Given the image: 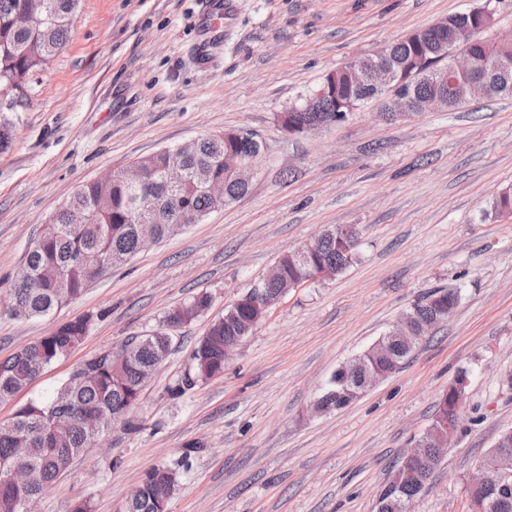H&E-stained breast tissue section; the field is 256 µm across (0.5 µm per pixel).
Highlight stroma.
<instances>
[{
	"mask_svg": "<svg viewBox=\"0 0 512 512\" xmlns=\"http://www.w3.org/2000/svg\"><path fill=\"white\" fill-rule=\"evenodd\" d=\"M219 32L203 0H81L64 49L7 113L0 151V296L48 217L80 185L201 136L264 142L248 193L151 244L45 318L0 306V358L92 315L83 342L46 366L0 420L50 397L84 359L161 329L200 293L212 306L173 332L138 402L40 495L37 512H125L144 473L178 465L168 512H376L404 453L459 369L461 431L412 512H471L466 483L512 429V98L388 121L380 102L292 137L280 115L330 71L483 0H229ZM357 225L355 262L284 295L224 365L184 386L210 323L282 254ZM456 310L402 369L345 410L314 403L343 363L421 298Z\"/></svg>",
	"mask_w": 512,
	"mask_h": 512,
	"instance_id": "stroma-1",
	"label": "stroma"
}]
</instances>
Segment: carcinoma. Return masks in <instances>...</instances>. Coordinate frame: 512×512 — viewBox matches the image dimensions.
Wrapping results in <instances>:
<instances>
[{
    "label": "carcinoma",
    "instance_id": "cac0c4a2",
    "mask_svg": "<svg viewBox=\"0 0 512 512\" xmlns=\"http://www.w3.org/2000/svg\"><path fill=\"white\" fill-rule=\"evenodd\" d=\"M80 0H0V90L10 87L21 100L27 96L31 78L43 70L65 46L71 21ZM458 23L481 27L486 19L467 11L448 16V28L433 26L418 29L386 46L391 53L397 77L406 80L411 92L422 98L440 96L448 110L473 99L471 79L460 77L445 86L433 82L418 70L419 58L429 56L439 67L447 66L449 29ZM489 82L497 79L494 39L479 32L470 47ZM326 91L322 105L327 116L352 112L385 96L361 88L343 69L326 74L319 85ZM312 121L309 112L294 108L281 114L286 125L303 126ZM256 133L239 131L229 138L207 136L180 146L190 175L178 186L164 178L167 150L161 149L139 159L144 182L128 184L117 173L105 182L83 184L49 217L39 239L29 249L22 272L10 290L17 315L43 317L80 296L94 281L112 268L126 263L139 252L137 214L154 221L159 239L184 227V221H199L226 203L236 201L248 189L233 182L224 172V153L233 151L249 159ZM208 182L224 183V200L213 199L205 191ZM359 231L351 226L345 236L336 228L327 229L319 239L315 254L307 265L297 261L295 252L279 256L277 277L261 281L257 288L272 294L306 282L313 269L336 276L353 262ZM459 294L453 289L431 292L409 310L417 323H431L445 308H455ZM211 307V296L203 293L170 310L164 325L190 323ZM265 312L249 296L237 299L224 316L212 321L207 333L196 344L193 369L185 377L189 387L224 373V344L247 335L246 328L259 323ZM91 317L66 322L51 334L0 360V401L8 399L30 384L40 370L69 355L84 339ZM167 329L145 336H133L119 347L104 349L81 362L64 384L48 399L26 404L12 418L0 422V468L16 461L15 449H25V459L34 473L24 488L0 483V512H19L23 497H37L63 474L74 458L88 447V436L81 426L86 415L102 418L103 428L120 420L140 397L142 372L155 365L159 355L169 350ZM413 350L401 342L386 349H368L358 355L362 364L357 374L334 372L319 401L327 411L350 406L360 394L359 380L378 373L387 378L403 366ZM468 386V371L458 370L437 414H451L462 403ZM479 464L498 478L487 494L484 512H512V434L504 432ZM435 468L424 463L416 476L401 483L400 489L383 494L377 512H411L415 499L428 486ZM179 479L177 467H154L142 477L130 501L128 512H161L169 502Z\"/></svg>",
    "mask_w": 512,
    "mask_h": 512
}]
</instances>
